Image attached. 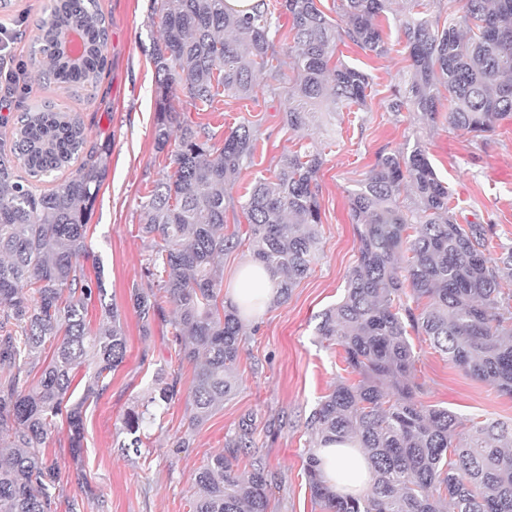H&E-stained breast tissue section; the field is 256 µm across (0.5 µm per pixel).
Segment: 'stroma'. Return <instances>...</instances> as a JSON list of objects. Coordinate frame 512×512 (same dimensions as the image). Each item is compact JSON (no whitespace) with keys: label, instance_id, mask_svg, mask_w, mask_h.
<instances>
[{"label":"stroma","instance_id":"obj_1","mask_svg":"<svg viewBox=\"0 0 512 512\" xmlns=\"http://www.w3.org/2000/svg\"><path fill=\"white\" fill-rule=\"evenodd\" d=\"M45 2L11 0L9 8L0 9V30L10 37L0 52V147L10 148L13 122L25 108L46 103L78 115L89 144L108 149L87 245L103 267L108 295L122 313L127 336L126 359L114 373L111 389L85 414L82 474L68 466L67 428H59L49 443L64 464L63 498H80L90 490L105 497L107 512H189L195 472L223 449L225 435L249 415L257 426L251 453L262 459L275 483L271 512H322L311 498L302 457L311 444L306 420L346 366L341 347L322 341L316 325L318 314L343 297L346 273L358 259L349 195L367 178L380 150L406 151L415 140H423L438 177L452 192L459 223L491 225L487 253L498 257L501 246H512V123L502 122L495 132L473 137L451 131L443 121L427 127L417 112L391 111L392 92L410 72L402 37L392 26L385 33L397 49L383 59L366 55L349 40L338 43L340 59L373 78L366 110L318 113L306 127L293 131L285 123L283 95L270 93L261 83L256 86L258 106L228 97L213 112L187 110L190 120L225 131L244 118L258 127L262 141L257 166L243 171L230 191L234 197L244 194L256 172L275 169L285 152L311 142L325 147L318 174L319 257L287 302L266 305L257 321L246 322L237 392L207 422L189 428L185 394L193 369L184 365L181 394L165 417L166 432L146 440L140 455H125L119 449L127 439L123 418L171 355L168 322L156 319L150 334H142L130 300L151 246L140 231L139 204L169 165L167 155L154 146L150 50L159 28L151 23V0H99L109 25L107 63L96 87L71 93L28 70L30 44ZM412 342L419 354L413 379L423 389V404L450 409L466 422L512 421V398L448 362L423 337ZM184 434L191 435L192 448L174 453L170 437Z\"/></svg>","mask_w":512,"mask_h":512}]
</instances>
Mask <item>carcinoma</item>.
Returning <instances> with one entry per match:
<instances>
[{
  "label": "carcinoma",
  "instance_id": "carcinoma-1",
  "mask_svg": "<svg viewBox=\"0 0 512 512\" xmlns=\"http://www.w3.org/2000/svg\"><path fill=\"white\" fill-rule=\"evenodd\" d=\"M259 0L250 14L225 0H151L160 36L151 53L156 74L155 148L173 171L140 201V229L152 242L141 282L130 299L143 335L176 308L170 345L177 368L158 376L123 419L140 451L142 436L163 428L184 364L194 366L187 398L189 425L205 423L239 386L243 323L224 302L217 259L248 242L253 261L274 281L272 301L284 303L319 256L315 144L284 153L273 175L254 178L233 202L246 228L224 224L229 189L254 166L259 130L243 121L229 133L192 122L184 113L216 110L220 94L258 102L256 74L286 90L285 122L305 126L317 112L367 106V73L336 59L346 38L377 58L393 45L380 18L393 15L411 61L390 109L419 112L432 124L448 100L445 121L477 136L512 120V0H461L445 20L418 9L419 0H340L339 20L321 0ZM291 20L284 32L281 15ZM82 33L80 62L53 49L63 30ZM42 76L75 92L96 87L107 40L98 0H47L37 25ZM285 46L289 71L274 63ZM10 152L0 151V512H57L60 463L47 442L64 423L71 454L82 455L87 405L112 384L127 352L116 305L106 301L103 272L88 277L86 237L107 169L108 152L83 162L54 189L36 193L15 174L40 181L69 167L85 150L76 115L39 106L20 113ZM411 188L414 208L400 196ZM358 260L346 274L342 299L319 315L317 335L340 346L349 373L307 419L312 436L303 459L311 498L326 512H512V422L466 427L453 412L420 401L411 375L418 360L409 331L467 374L512 397V246L486 256L492 227L460 224L448 184L432 167L422 141L402 153L379 152L369 176L351 192ZM101 318L90 328L89 305ZM82 393L72 399L74 381ZM257 428L245 416L224 438V451L194 477L191 512H270L273 481L255 459ZM353 441L364 450L369 481L363 494L342 495L323 476L317 449ZM102 498L66 501L65 512H105Z\"/></svg>",
  "mask_w": 512,
  "mask_h": 512
}]
</instances>
